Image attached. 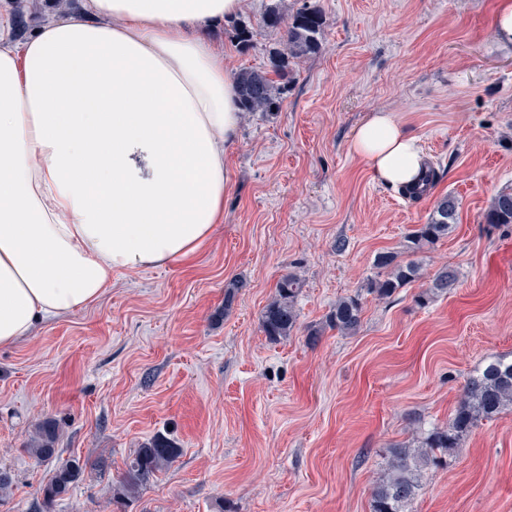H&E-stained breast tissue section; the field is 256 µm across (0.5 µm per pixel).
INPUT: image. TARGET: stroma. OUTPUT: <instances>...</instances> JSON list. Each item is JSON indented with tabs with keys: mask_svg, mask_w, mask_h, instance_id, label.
Returning a JSON list of instances; mask_svg holds the SVG:
<instances>
[{
	"mask_svg": "<svg viewBox=\"0 0 512 512\" xmlns=\"http://www.w3.org/2000/svg\"><path fill=\"white\" fill-rule=\"evenodd\" d=\"M273 1L286 16L320 10L322 45L294 65L278 111L244 114L224 159L223 223L193 256L113 272L98 303L0 348V468L14 477L0 512H33L51 465L22 446L47 415L62 423V457L109 462L56 512H112L126 458L158 434L179 454L127 512H371L387 448L447 425L465 379L512 355V229L484 223L512 189V44L494 34L498 0H247L234 21L250 25L249 51L228 21L208 31L230 73L270 67L281 37L260 19ZM63 7L78 0H24L17 39ZM375 111L419 139L434 171L424 200L404 202L349 154ZM448 194L456 224L410 256L407 233ZM383 251L416 258L421 276L380 300L364 285ZM445 265L456 288L418 304ZM289 274L303 282L298 325L273 341L261 315ZM350 295L362 324L344 336L325 320ZM411 512H512V409L429 472Z\"/></svg>",
	"mask_w": 512,
	"mask_h": 512,
	"instance_id": "35a3bbf8",
	"label": "stroma"
}]
</instances>
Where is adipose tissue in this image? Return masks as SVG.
Returning a JSON list of instances; mask_svg holds the SVG:
<instances>
[{"label": "adipose tissue", "instance_id": "obj_1", "mask_svg": "<svg viewBox=\"0 0 512 512\" xmlns=\"http://www.w3.org/2000/svg\"><path fill=\"white\" fill-rule=\"evenodd\" d=\"M243 0H81L12 37L0 10V347L96 304L116 270L197 252L224 221L242 114L207 26ZM347 150L415 184L418 139L379 111Z\"/></svg>", "mask_w": 512, "mask_h": 512}]
</instances>
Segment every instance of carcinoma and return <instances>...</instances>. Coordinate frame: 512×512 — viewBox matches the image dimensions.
I'll use <instances>...</instances> for the list:
<instances>
[{"mask_svg": "<svg viewBox=\"0 0 512 512\" xmlns=\"http://www.w3.org/2000/svg\"><path fill=\"white\" fill-rule=\"evenodd\" d=\"M262 22L265 27L281 33L282 49L274 53L272 69L244 68L235 76L243 112H271L277 107L290 64L320 50L325 25L318 11L305 9L286 19L276 5L266 10ZM457 219L456 199L442 198L427 223L417 225L408 233V252L420 253L447 237ZM485 223L494 229L512 225L511 190L494 196L485 213ZM375 266L379 273L367 280L365 288L367 293L380 299L392 297L420 275L417 261L402 263L392 252L378 254ZM456 282V270L446 266L433 276L428 289L418 295V301L423 304L431 296L446 294ZM301 288L302 281L296 275L288 274L277 282L275 296L262 313V328L269 339H284L296 328V299ZM362 311L359 297H342L327 316L328 326L341 334L354 335L360 328ZM509 407H512V359L490 356L465 380L448 426L434 427L414 438L411 444L398 443L389 448L386 468L372 488L371 512H410L411 504L424 489L427 471L441 463V456L460 447L473 429ZM61 435L60 421L46 416L36 424L25 450L40 462L55 459ZM177 455L178 448L167 437L154 436L126 461L123 473L112 488V501L126 509ZM107 468L106 460L101 458L74 456L61 462L52 477L37 489L38 512H55L57 502L83 479L86 471L103 472Z\"/></svg>", "mask_w": 512, "mask_h": 512, "instance_id": "cac0c4a2", "label": "carcinoma"}]
</instances>
